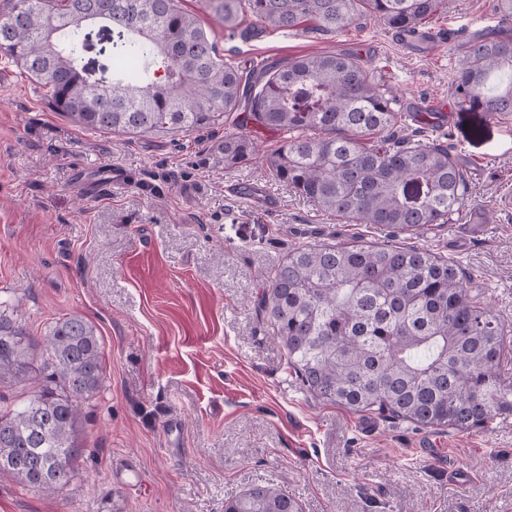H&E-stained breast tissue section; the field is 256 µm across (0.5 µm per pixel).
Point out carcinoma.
<instances>
[{
  "mask_svg": "<svg viewBox=\"0 0 512 512\" xmlns=\"http://www.w3.org/2000/svg\"><path fill=\"white\" fill-rule=\"evenodd\" d=\"M10 0L0 10V51L46 88L54 111L82 129L128 135L193 132L223 123L246 102L249 119L286 133L266 161L276 178L345 224L422 235L452 220L467 192L448 146L391 139L399 98L351 55L322 53L266 68L250 82L219 56L181 0ZM449 0H205L232 32L249 13L273 30L312 21L341 31L364 16L417 29ZM111 36L89 70L88 25ZM454 78L460 106L512 114V39L463 44ZM260 153L244 132L213 146L224 167ZM447 257L417 246L307 244L268 278L260 311L289 374L314 398L361 416L477 432L512 416L503 378L504 327ZM37 380L27 401L0 398V474L55 493L81 456V407L102 388L101 339L81 314L43 338L0 312V382ZM224 512H302L270 484L224 502Z\"/></svg>",
  "mask_w": 512,
  "mask_h": 512,
  "instance_id": "cac0c4a2",
  "label": "carcinoma"
}]
</instances>
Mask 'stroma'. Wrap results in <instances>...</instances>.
Wrapping results in <instances>:
<instances>
[{
  "instance_id": "stroma-1",
  "label": "stroma",
  "mask_w": 512,
  "mask_h": 512,
  "mask_svg": "<svg viewBox=\"0 0 512 512\" xmlns=\"http://www.w3.org/2000/svg\"><path fill=\"white\" fill-rule=\"evenodd\" d=\"M243 73L317 53L359 57L400 98L395 136L444 142L467 174L468 200L421 245L456 260L494 314L512 326V116L484 118L456 105L463 44L503 29L498 0H457L428 18L447 43L404 51L376 18L336 33L304 24L283 32L245 17L236 36L182 0ZM245 111L190 134L130 137L88 131L53 112L42 88L0 54V302L17 304L44 336L80 314L97 328L106 374L83 409L82 454L62 492L47 496L0 475V512H224L259 482L298 499L303 512H512V416L479 432L418 429L312 399L285 371V352L257 304L288 252L303 244L385 242V231L344 224L279 182L265 165L227 169L211 149L245 131L264 151L282 133ZM131 183L94 192L101 168ZM265 186L272 205L229 193ZM482 225L472 235L471 225ZM182 425L178 443L169 421ZM131 460L139 484L112 470ZM460 465L468 482L451 484Z\"/></svg>"
}]
</instances>
